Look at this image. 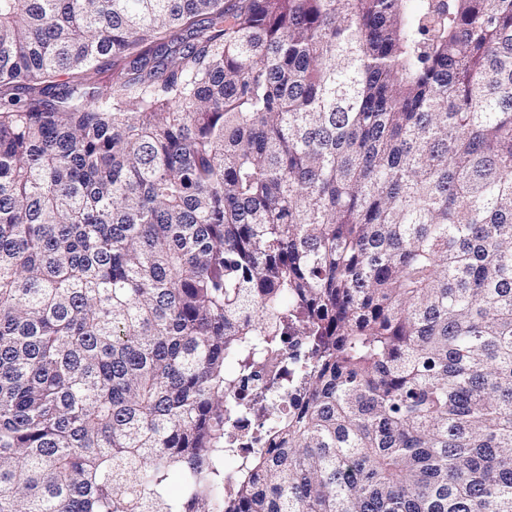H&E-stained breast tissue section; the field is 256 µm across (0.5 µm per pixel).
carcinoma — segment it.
Wrapping results in <instances>:
<instances>
[{
	"label": "carcinoma",
	"mask_w": 512,
	"mask_h": 512,
	"mask_svg": "<svg viewBox=\"0 0 512 512\" xmlns=\"http://www.w3.org/2000/svg\"><path fill=\"white\" fill-rule=\"evenodd\" d=\"M0 512H512V0H0Z\"/></svg>",
	"instance_id": "cac0c4a2"
}]
</instances>
